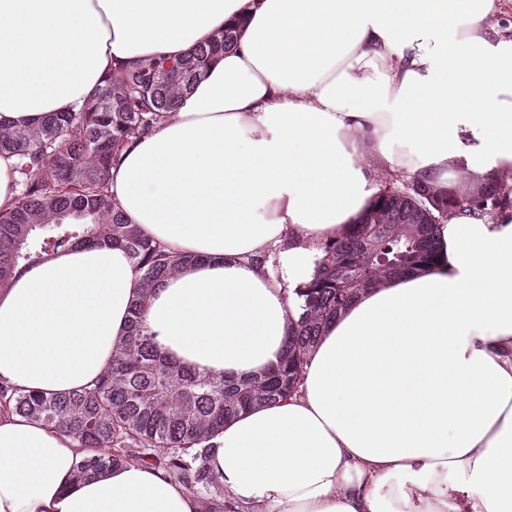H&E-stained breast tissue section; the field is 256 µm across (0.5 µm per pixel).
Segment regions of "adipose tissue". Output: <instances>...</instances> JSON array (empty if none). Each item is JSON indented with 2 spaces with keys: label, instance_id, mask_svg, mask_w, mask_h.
Returning a JSON list of instances; mask_svg holds the SVG:
<instances>
[{
  "label": "adipose tissue",
  "instance_id": "adipose-tissue-1",
  "mask_svg": "<svg viewBox=\"0 0 512 512\" xmlns=\"http://www.w3.org/2000/svg\"><path fill=\"white\" fill-rule=\"evenodd\" d=\"M498 0H0V126L77 110L113 71L238 35L112 171L117 207L192 255L148 298L183 362L275 364L326 245L388 171L512 177V35ZM428 268L324 328L297 393L211 440L238 512H512V213L441 221ZM113 247L0 289V385L93 387L142 293ZM70 437L0 412V512H204L161 470L90 475Z\"/></svg>",
  "mask_w": 512,
  "mask_h": 512
}]
</instances>
